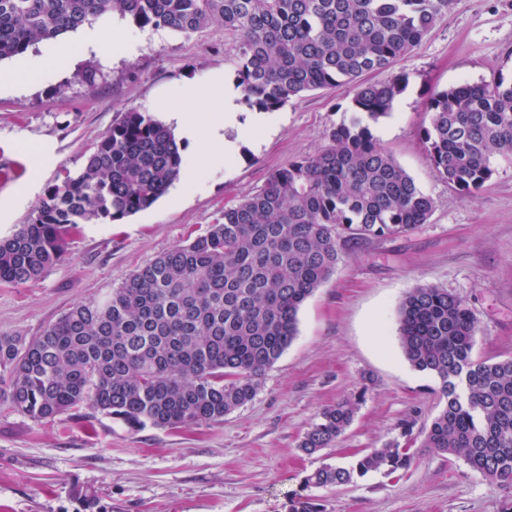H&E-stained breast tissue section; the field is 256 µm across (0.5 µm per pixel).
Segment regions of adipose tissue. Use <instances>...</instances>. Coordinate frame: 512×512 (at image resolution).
Here are the masks:
<instances>
[{
    "label": "adipose tissue",
    "instance_id": "obj_1",
    "mask_svg": "<svg viewBox=\"0 0 512 512\" xmlns=\"http://www.w3.org/2000/svg\"><path fill=\"white\" fill-rule=\"evenodd\" d=\"M242 97L240 87L218 74L204 83L186 82L177 95L159 102V110L183 137H195L202 127L207 130L193 160V181L203 180L215 165L235 159L241 142L258 139L265 132L262 117L241 123Z\"/></svg>",
    "mask_w": 512,
    "mask_h": 512
}]
</instances>
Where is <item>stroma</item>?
<instances>
[{
  "label": "stroma",
  "mask_w": 512,
  "mask_h": 512,
  "mask_svg": "<svg viewBox=\"0 0 512 512\" xmlns=\"http://www.w3.org/2000/svg\"><path fill=\"white\" fill-rule=\"evenodd\" d=\"M139 47L113 56L112 25L98 24L102 51L77 47L54 69L0 89V236L24 223L64 171L132 109L152 110L185 80L234 78L236 37L215 23L192 37L127 23ZM512 78V0H456L411 53L371 73L407 87L391 117L373 125L381 146L434 198L414 233L347 245L331 277L298 314V336L269 368L256 396L214 424L131 430L81 408L36 422L0 408V512H287L304 477L325 464L399 438L409 416L431 422L437 380L416 371L399 344L405 293L435 285L464 298L482 332L473 355L512 358V165L500 164L471 197L432 169L423 130L430 94L453 84ZM353 87L314 90L268 113L264 135L201 183L181 179L178 203L108 224H83L36 283L0 286V334L40 335L80 300L106 294L138 267L220 219L273 171L318 153L327 132L350 119ZM357 402L334 447L303 454L299 441L326 406ZM325 512H503L512 490L496 489L457 456L421 448L403 474H368L317 492Z\"/></svg>",
  "instance_id": "1"
}]
</instances>
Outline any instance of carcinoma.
I'll list each match as a JSON object with an SVG mask.
<instances>
[{"instance_id":"1","label":"carcinoma","mask_w":512,"mask_h":512,"mask_svg":"<svg viewBox=\"0 0 512 512\" xmlns=\"http://www.w3.org/2000/svg\"><path fill=\"white\" fill-rule=\"evenodd\" d=\"M455 0H0V61L113 13L139 27L190 37L214 22L237 35L244 102L267 112L340 82L355 92L349 122L328 146L272 172L253 195L224 207L204 232L136 269L102 297L75 303L29 340L0 336V404L35 421L82 406L124 422L170 429L218 423L251 401L267 368L297 337L302 304L350 243L401 236L427 223L435 201L388 154L363 118L391 114L406 79L365 80L409 54ZM431 166L472 195L512 164V82H463L427 100ZM170 127L131 110L81 168L52 186L27 221L0 237V284L42 278L81 224L153 206L185 167ZM479 322L466 300L417 286L398 310L404 357L439 381L444 406L430 425L400 423V438L348 465H325L305 488L346 485L370 472H407L414 446L456 455L492 487L512 484V358L473 356ZM357 403L325 408L302 436L313 455L336 443ZM288 512H324L296 495Z\"/></svg>"}]
</instances>
